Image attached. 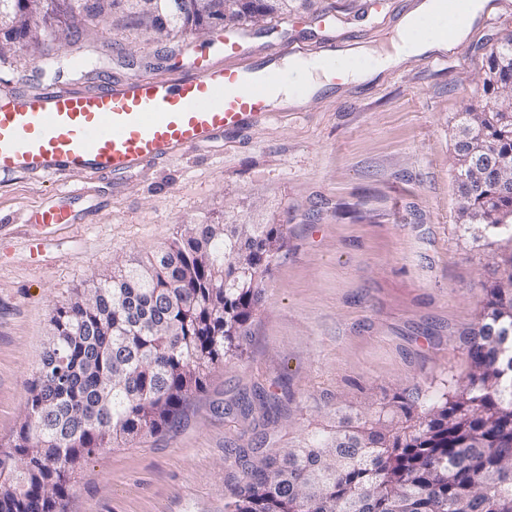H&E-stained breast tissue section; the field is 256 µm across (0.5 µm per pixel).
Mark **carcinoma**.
<instances>
[{"label":"carcinoma","instance_id":"1","mask_svg":"<svg viewBox=\"0 0 512 512\" xmlns=\"http://www.w3.org/2000/svg\"><path fill=\"white\" fill-rule=\"evenodd\" d=\"M3 46L43 56L63 29L122 17L157 43L306 10L310 0H184L172 27L124 0H8ZM487 53L486 104L474 119L483 145L512 159V124L491 113L512 92V67ZM459 219L492 204L511 215L483 225L504 274L482 284L478 322L465 334L467 370L433 403L395 395L368 417L305 432L266 453L241 449L244 477L224 512H512V193L497 171L460 192ZM287 246L284 224H186L164 249L118 267L53 309L52 339L25 382V416L0 443V512H66L73 478L97 452L179 426L218 368L235 364L262 285Z\"/></svg>","mask_w":512,"mask_h":512}]
</instances>
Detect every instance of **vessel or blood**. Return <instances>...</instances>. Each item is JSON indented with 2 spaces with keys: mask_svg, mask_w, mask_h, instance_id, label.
<instances>
[{
  "mask_svg": "<svg viewBox=\"0 0 512 512\" xmlns=\"http://www.w3.org/2000/svg\"><path fill=\"white\" fill-rule=\"evenodd\" d=\"M441 32L455 43L466 0H440ZM246 32L225 33L222 60L194 55L177 77L137 71L95 87L66 90L48 84L36 92L0 91V177L81 178L97 173L123 180L226 133L266 126L299 114L274 103L289 60L327 67L347 59L354 43L333 33L294 38L255 50ZM53 205L32 211L34 230L73 223Z\"/></svg>",
  "mask_w": 512,
  "mask_h": 512,
  "instance_id": "1",
  "label": "vessel or blood"
}]
</instances>
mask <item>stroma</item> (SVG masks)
<instances>
[{
  "label": "stroma",
  "mask_w": 512,
  "mask_h": 512,
  "mask_svg": "<svg viewBox=\"0 0 512 512\" xmlns=\"http://www.w3.org/2000/svg\"><path fill=\"white\" fill-rule=\"evenodd\" d=\"M314 0L311 10L250 25L257 43L317 37L318 8L361 47L388 46L399 0ZM512 32V14L471 28L444 63L415 56L396 69L337 86L283 122L219 138L147 167L124 185L81 179L63 199L55 183L0 178V440L24 420V383L51 335V316L75 289L150 255L182 225L213 219L283 224L287 246L244 343L172 432L92 456L67 512H224L242 479L236 449L287 447L337 415L374 411L402 391L436 399L465 371L464 332L494 275L457 219V113L476 101L485 58ZM216 36L159 44L111 23L80 39L57 34L45 55L0 56V90L93 87L151 64L166 74ZM66 203L74 223L33 233L26 211ZM275 397L274 424L242 415V396Z\"/></svg>",
  "instance_id": "stroma-1"
}]
</instances>
